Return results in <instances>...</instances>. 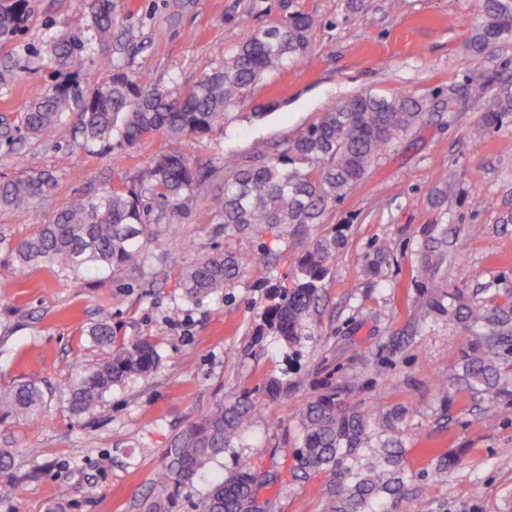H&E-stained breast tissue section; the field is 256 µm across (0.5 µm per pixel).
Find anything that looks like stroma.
I'll list each match as a JSON object with an SVG mask.
<instances>
[{
  "mask_svg": "<svg viewBox=\"0 0 512 512\" xmlns=\"http://www.w3.org/2000/svg\"><path fill=\"white\" fill-rule=\"evenodd\" d=\"M113 8L119 28L139 29L142 40L129 48L113 39L110 54L174 89L191 85L255 28L296 9L313 16L300 59L256 83L248 107L223 128L190 140L185 151L201 164L264 154L356 94L405 92L430 112L315 225L317 235L342 229L346 242L299 344L265 329L264 283L292 286L300 253L298 239L279 228L262 240L271 263L245 266L222 296L200 304L184 298L180 271L225 241L223 225L199 207L172 225L173 259L136 280L79 279L47 263L19 272L0 256V331L11 333L0 346V386L31 381L44 393L29 425L0 417V448L14 449L19 479L0 512H52L60 503L65 512H146L152 479L182 426L271 378L284 395L262 401L220 467L246 463L272 475L263 494L276 498L278 512H323L334 477L298 470L294 414L343 385L363 412L409 410L395 434L405 485L385 497L386 512H504L512 493V374L496 396L471 389L461 367L468 331L444 320L419 327L418 300L423 244L443 228L445 278L493 304L512 300V114L492 127L481 119L512 92V39L488 48L491 72L482 76L464 63L477 22L472 0H362L355 12L345 0H194L181 12L172 0H113ZM248 10L250 24H240ZM80 13V0H30L24 35L0 45V116L19 123L42 94L54 71L43 47L69 33ZM257 105L268 106L264 117L251 114ZM165 147L156 134L133 148L113 143L88 154L66 130L51 143L0 140V184L25 172L56 183L44 200L0 210V231L24 237L62 200L135 184ZM259 243L244 236L233 247L249 254ZM380 246L386 254L374 276L364 262ZM105 309L116 343L149 340L160 360L150 377L113 387L95 418L81 422L68 408L70 361L102 357L88 330ZM451 448L464 449L463 462L436 481L437 459Z\"/></svg>",
  "mask_w": 512,
  "mask_h": 512,
  "instance_id": "stroma-1",
  "label": "stroma"
}]
</instances>
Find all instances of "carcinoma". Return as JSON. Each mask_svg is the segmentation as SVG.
Listing matches in <instances>:
<instances>
[{"label": "carcinoma", "instance_id": "1", "mask_svg": "<svg viewBox=\"0 0 512 512\" xmlns=\"http://www.w3.org/2000/svg\"><path fill=\"white\" fill-rule=\"evenodd\" d=\"M81 9L82 30L47 44L55 77L20 116L21 127L30 137L51 142L73 119L77 145L87 153L114 141L133 148L155 133L166 137L168 149L135 185L66 199L56 206L49 222L36 225L22 239L1 233L0 252L16 263L18 271L46 262L60 274L143 275L156 252L169 248L163 227L182 223L199 203L224 225L227 243L240 236L258 240L267 228L280 226L290 236L303 239V252L295 287L272 294L273 303L265 315L269 330L280 340L300 341L310 329L329 261L344 245L342 231L310 238V228L321 223L329 207L361 185L381 155L413 131L426 103L407 94L356 95L322 113L301 135L276 144L272 153L224 161L228 176L215 187L219 168L194 165L185 152L186 142L224 126L264 75L299 59L308 45L313 18L295 10L276 26L253 31L249 40L186 89L153 85L108 56L102 57L108 78L88 88L73 67L110 43L116 19L112 0H82ZM480 12L481 21L467 40L466 65L484 73L487 47L512 37V0H481ZM29 13L30 0H0V42L22 32ZM509 112L511 97L482 113V120L494 125ZM54 186L47 173L1 184L0 208L49 197ZM446 260L441 239L431 237L424 245L427 288L419 301L423 323L446 316L448 322L464 325L470 332L462 358L464 375L473 389L497 394L501 361L512 344V301L489 305L473 300L463 288L449 287L439 276ZM252 261L253 257L226 245L183 267L179 286L191 302L217 297ZM89 336L95 345L112 348V355L79 366L69 391V408L78 418L93 414L112 387L133 376H149L158 360L155 347L146 340L112 347V324L106 315L90 327ZM280 393V383L270 379L262 391L220 401L184 424L166 450L148 512H170L176 495L194 487L227 449L237 445L251 427L260 402ZM348 398V388L335 387L299 410L298 466L305 472L329 471L340 478L324 493L325 512H383V496L397 494L402 486L401 448L392 433L404 413L377 408L365 414ZM42 402V390L34 383L0 391V408L20 422ZM464 452L454 448L441 455L434 477L441 479L459 466ZM13 463L12 449L0 448V500L11 497ZM263 486L248 464L226 475L214 472L196 512H276V500L261 497Z\"/></svg>", "mask_w": 512, "mask_h": 512}]
</instances>
